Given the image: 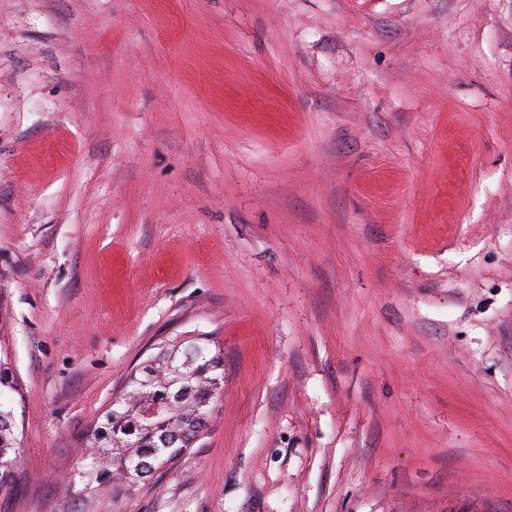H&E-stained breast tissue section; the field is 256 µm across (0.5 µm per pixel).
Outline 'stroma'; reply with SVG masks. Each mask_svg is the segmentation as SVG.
<instances>
[{"label": "stroma", "instance_id": "35a3bbf8", "mask_svg": "<svg viewBox=\"0 0 512 512\" xmlns=\"http://www.w3.org/2000/svg\"><path fill=\"white\" fill-rule=\"evenodd\" d=\"M199 334L207 430L98 512H512V0H0V512ZM15 391V382L8 359L0 357V489L14 482V471L20 462L22 448L16 436V423L8 394Z\"/></svg>", "mask_w": 512, "mask_h": 512}]
</instances>
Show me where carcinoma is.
I'll list each match as a JSON object with an SVG mask.
<instances>
[{
    "instance_id": "1",
    "label": "carcinoma",
    "mask_w": 512,
    "mask_h": 512,
    "mask_svg": "<svg viewBox=\"0 0 512 512\" xmlns=\"http://www.w3.org/2000/svg\"><path fill=\"white\" fill-rule=\"evenodd\" d=\"M224 387V364L209 336H178L131 372L86 438L68 490L87 510L119 479L127 491L193 447ZM15 382L0 357V489L14 482L22 448L8 394Z\"/></svg>"
}]
</instances>
